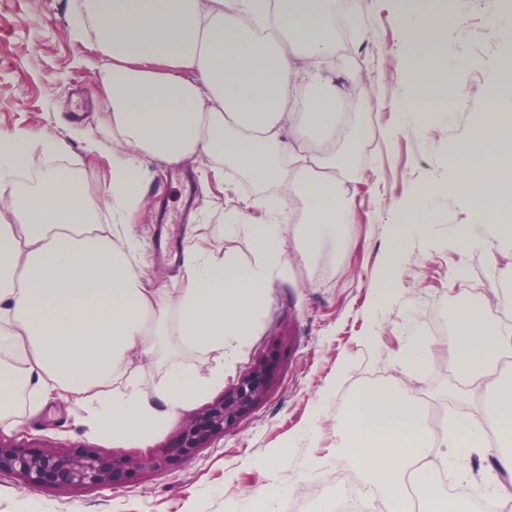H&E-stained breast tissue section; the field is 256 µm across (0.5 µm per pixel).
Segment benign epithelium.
I'll use <instances>...</instances> for the list:
<instances>
[{"label": "benign epithelium", "mask_w": 512, "mask_h": 512, "mask_svg": "<svg viewBox=\"0 0 512 512\" xmlns=\"http://www.w3.org/2000/svg\"><path fill=\"white\" fill-rule=\"evenodd\" d=\"M270 371L264 364L257 365L243 376L235 387L217 402L208 406L196 419L188 420L181 432L177 450L190 458L216 434L260 401L266 394ZM127 461L114 456L104 462L96 455H59L53 452L32 455L0 442V474H13L32 485L61 481L72 485L109 487L114 474L124 470Z\"/></svg>", "instance_id": "obj_1"}]
</instances>
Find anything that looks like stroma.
<instances>
[{"mask_svg": "<svg viewBox=\"0 0 512 512\" xmlns=\"http://www.w3.org/2000/svg\"><path fill=\"white\" fill-rule=\"evenodd\" d=\"M72 9L73 0H0V128L45 130L62 140L70 170L103 219L108 215V160L87 152L70 131L79 125L111 143L112 125L99 93L107 60L89 42L71 39ZM352 18L354 34L340 57L369 82L374 105L336 126L340 142L352 134L354 124L372 129L369 148L360 153L350 176L356 208V221L349 227L351 249L342 255L327 248L306 255L298 247L297 225H287L288 275L274 281L245 346L225 362L223 386L179 410L148 442L117 443L88 434L79 423L84 405L75 399L33 414L27 399L17 398L12 420L0 422V438L13 446L36 453L117 455L131 459L132 465L115 475L110 488L33 486L20 476L2 475L0 512H255L253 494L258 490L273 491L274 512H321L324 502L341 495L334 473L352 468L338 458L336 448V417L348 399L364 387L402 388L407 376L402 349L411 337L432 339L435 318L455 330L458 291L467 292L488 324L512 314V279L506 275L512 256L496 253L472 207L446 191L460 164L454 151L473 135L496 84L495 65L512 63V28L492 22L483 0H467L446 32L454 55L474 63L463 90L466 104L408 132L398 130L393 115L394 104L409 94L415 80L399 2L359 0ZM169 169L165 162L146 159L145 204L133 226L141 241L136 264L148 273L150 287L171 291L187 285L184 267L158 265L150 258L163 207L177 219L172 230L179 240L198 236L214 252L247 265L254 242L227 228L225 212L261 194V186L243 173H228V191L213 184L199 188L200 206L182 223L178 216L184 191L168 178ZM431 183L438 190L422 203L425 228L398 234L403 208ZM464 229L474 245L463 256L456 240ZM393 259L402 273L393 295L381 302L374 283ZM259 363L272 369L265 397L192 458H182L177 446L184 423L220 400ZM175 364L201 372L216 366L205 351L158 346L145 362L147 390L159 387ZM415 384L427 392L424 407L432 415L437 409L448 416L482 409L480 396L449 397L459 381L447 354L434 355ZM431 423L437 426L441 420L433 415ZM158 455L167 459L164 469L134 465ZM458 461L455 472L437 468V479L468 483L472 505L479 510L498 503L499 495L486 482L492 451L471 448ZM314 486L319 492L313 497L309 491Z\"/></svg>", "mask_w": 512, "mask_h": 512, "instance_id": "1", "label": "stroma"}]
</instances>
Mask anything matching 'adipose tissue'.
<instances>
[{
  "instance_id": "1",
  "label": "adipose tissue",
  "mask_w": 512,
  "mask_h": 512,
  "mask_svg": "<svg viewBox=\"0 0 512 512\" xmlns=\"http://www.w3.org/2000/svg\"><path fill=\"white\" fill-rule=\"evenodd\" d=\"M463 0H402V29L416 71L413 91L398 106L403 130L429 124L436 111L462 107L470 68L444 40ZM333 0H76L71 33L94 39L111 61L101 95L119 148L112 153L107 207L112 221L98 233L96 205L77 177L58 169L30 188L15 174L33 152L61 153L55 137L0 129V417L15 396L32 410L67 395L86 405L83 424L116 441L148 440L190 402L224 383L210 372L176 364L147 395L135 358L157 344H179L223 357L250 336L275 280L287 277L284 225L301 221V248L323 241L347 249L355 220L348 176L369 135L360 127L335 143L337 105L344 99L332 50ZM304 120L324 148L294 136ZM458 153L479 159L459 168L450 195L482 208L512 194V76L487 99L480 132ZM172 163L193 156L221 159L213 170L247 174L263 194L226 219L255 243L239 266L195 244L186 256V287L173 300L145 287L134 266L140 241L131 226L145 197L142 159ZM302 179H289L290 167ZM457 337L448 355L471 392L494 396L492 435L470 418L433 428L409 399L388 390L356 393L336 419L338 446L369 473L383 512H411L415 484L432 512H462L470 486L443 496L433 464L439 448L501 453L492 476L512 474V319L488 325L482 311L459 299Z\"/></svg>"
}]
</instances>
